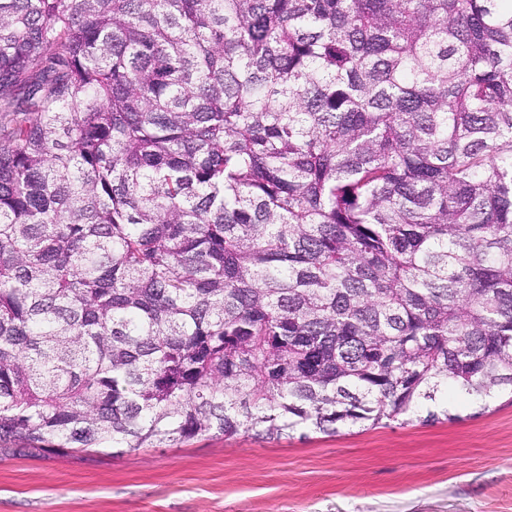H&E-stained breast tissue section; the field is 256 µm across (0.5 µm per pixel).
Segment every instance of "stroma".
<instances>
[{
    "instance_id": "35a3bbf8",
    "label": "stroma",
    "mask_w": 512,
    "mask_h": 512,
    "mask_svg": "<svg viewBox=\"0 0 512 512\" xmlns=\"http://www.w3.org/2000/svg\"><path fill=\"white\" fill-rule=\"evenodd\" d=\"M0 512H512V400L447 418L262 439L30 454L0 449Z\"/></svg>"
}]
</instances>
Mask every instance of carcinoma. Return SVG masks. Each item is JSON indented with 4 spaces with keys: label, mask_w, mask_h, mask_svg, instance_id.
Returning a JSON list of instances; mask_svg holds the SVG:
<instances>
[{
    "label": "carcinoma",
    "mask_w": 512,
    "mask_h": 512,
    "mask_svg": "<svg viewBox=\"0 0 512 512\" xmlns=\"http://www.w3.org/2000/svg\"><path fill=\"white\" fill-rule=\"evenodd\" d=\"M512 393V0H0V442L132 453Z\"/></svg>",
    "instance_id": "cac0c4a2"
}]
</instances>
